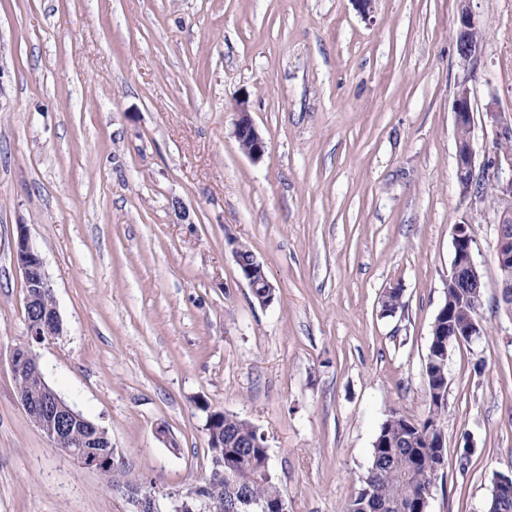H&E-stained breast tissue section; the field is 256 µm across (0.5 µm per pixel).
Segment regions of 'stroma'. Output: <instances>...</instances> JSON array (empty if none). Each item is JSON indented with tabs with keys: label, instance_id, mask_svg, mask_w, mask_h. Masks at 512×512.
<instances>
[{
	"label": "stroma",
	"instance_id": "stroma-1",
	"mask_svg": "<svg viewBox=\"0 0 512 512\" xmlns=\"http://www.w3.org/2000/svg\"><path fill=\"white\" fill-rule=\"evenodd\" d=\"M458 7L0 0V512L131 509L20 402L21 223L63 322L37 350L56 392L161 498L204 485L208 412L248 421L287 512H341L389 410L427 415L453 227L468 224L485 330L448 352L429 512H488L494 481L512 475V311L494 259L512 197L488 171L483 199L458 192ZM470 7L486 36L470 82L481 164L487 104L512 117V0ZM243 94L267 144L257 161L234 136ZM242 244L269 305L239 275ZM237 251L234 252L236 262L238 261V255L246 261L252 257L251 271L243 276L248 286L251 289L253 296L262 305H269L274 299V289L267 279L264 272L263 264L257 259L255 255L252 256L253 252L244 245L237 247Z\"/></svg>",
	"mask_w": 512,
	"mask_h": 512
}]
</instances>
